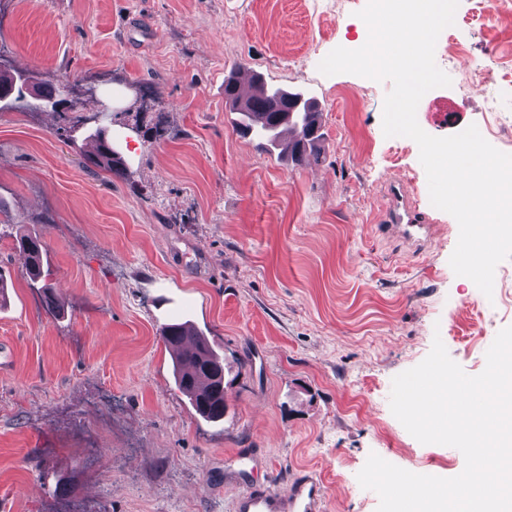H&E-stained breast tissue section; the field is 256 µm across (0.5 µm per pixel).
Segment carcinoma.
<instances>
[{
    "instance_id": "obj_1",
    "label": "carcinoma",
    "mask_w": 512,
    "mask_h": 512,
    "mask_svg": "<svg viewBox=\"0 0 512 512\" xmlns=\"http://www.w3.org/2000/svg\"><path fill=\"white\" fill-rule=\"evenodd\" d=\"M224 97L240 114L238 128L255 133L266 149H277L297 162L304 161L321 140L319 113L311 111L315 104L299 93L289 92L259 82L255 92L242 95L236 81L224 82ZM95 149L85 156L86 165L118 172L119 159L108 158L104 138H93ZM19 246L26 255L27 273L38 280L43 273V245L37 237L22 236ZM164 343L180 354L175 359V381L196 412L210 420L224 418V390L216 388V377L224 376V359L187 323H172L162 327Z\"/></svg>"
}]
</instances>
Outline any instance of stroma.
Wrapping results in <instances>:
<instances>
[{
  "mask_svg": "<svg viewBox=\"0 0 512 512\" xmlns=\"http://www.w3.org/2000/svg\"><path fill=\"white\" fill-rule=\"evenodd\" d=\"M367 0H0V74L23 89L68 79L72 111L0 101V500L10 512H232L245 486L287 492L311 469L326 512H377L357 475L369 454L454 477L456 448L418 442L389 406L392 380L441 337L470 375L512 326V258L492 296L455 275L459 226L429 199L419 148L398 161L382 129L390 82L326 76L366 41ZM455 124L512 111V34L457 30ZM313 97L323 140L299 165L240 135L224 81L241 72ZM111 111H104V104ZM159 136L132 131L135 113ZM105 131L122 173L82 160ZM425 213L416 248L380 229L392 186ZM43 242L44 281L20 235ZM64 306L56 311L49 297ZM186 322L224 360L223 420L174 380L160 329Z\"/></svg>",
  "mask_w": 512,
  "mask_h": 512,
  "instance_id": "obj_1",
  "label": "stroma"
}]
</instances>
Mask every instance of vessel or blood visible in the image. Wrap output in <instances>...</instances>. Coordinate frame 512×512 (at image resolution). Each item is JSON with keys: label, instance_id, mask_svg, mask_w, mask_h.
Masks as SVG:
<instances>
[{"label": "vessel or blood", "instance_id": "obj_1", "mask_svg": "<svg viewBox=\"0 0 512 512\" xmlns=\"http://www.w3.org/2000/svg\"><path fill=\"white\" fill-rule=\"evenodd\" d=\"M385 221L388 229L415 245L426 241L431 234L430 225L408 204L399 188L391 193ZM325 499L321 480L312 471L299 469L290 480L287 494L255 484L234 498L232 512H324Z\"/></svg>", "mask_w": 512, "mask_h": 512}]
</instances>
